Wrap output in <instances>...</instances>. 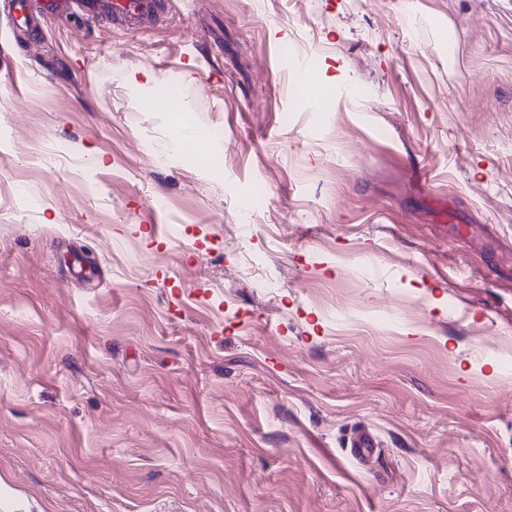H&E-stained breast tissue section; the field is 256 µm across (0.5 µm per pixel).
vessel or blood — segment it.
Listing matches in <instances>:
<instances>
[{
	"mask_svg": "<svg viewBox=\"0 0 512 512\" xmlns=\"http://www.w3.org/2000/svg\"><path fill=\"white\" fill-rule=\"evenodd\" d=\"M155 9L154 0H9L8 26L14 37L20 38L31 32L36 14L50 16L78 14L94 21L101 17L125 23H139ZM352 458L366 459L373 451L374 440L370 432L361 429L346 442Z\"/></svg>",
	"mask_w": 512,
	"mask_h": 512,
	"instance_id": "b4317fda",
	"label": "vessel or blood"
}]
</instances>
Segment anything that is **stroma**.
Returning <instances> with one entry per match:
<instances>
[{
  "instance_id": "stroma-1",
  "label": "stroma",
  "mask_w": 512,
  "mask_h": 512,
  "mask_svg": "<svg viewBox=\"0 0 512 512\" xmlns=\"http://www.w3.org/2000/svg\"><path fill=\"white\" fill-rule=\"evenodd\" d=\"M405 2L0 16L12 512H512V0ZM8 26L15 38H21L34 27V12L31 0H8ZM346 447L352 458L363 460L373 452L374 440L370 432L361 429L349 437Z\"/></svg>"
}]
</instances>
